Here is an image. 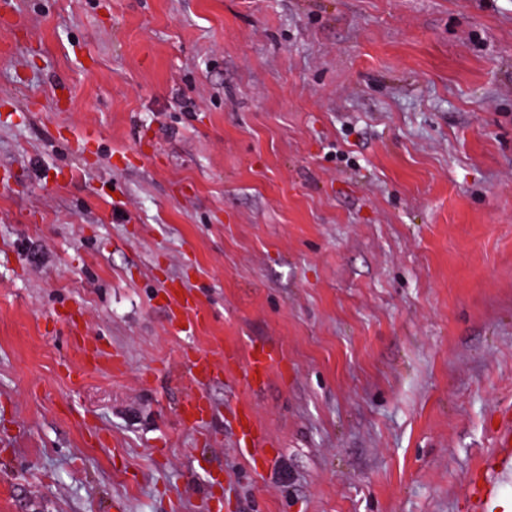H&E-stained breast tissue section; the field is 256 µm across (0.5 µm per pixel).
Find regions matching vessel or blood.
<instances>
[{
	"mask_svg": "<svg viewBox=\"0 0 512 512\" xmlns=\"http://www.w3.org/2000/svg\"><path fill=\"white\" fill-rule=\"evenodd\" d=\"M174 310L171 321L178 328L180 335H194L200 315L197 298L180 287L171 288ZM188 372L190 391L181 404V417L184 423L194 429L204 427L212 415L206 401V388L218 375L223 374L230 360L225 352L190 350L182 355ZM279 362L265 348H255L249 354L243 371L242 382L245 387H252L258 376L267 375ZM230 431L237 443L247 452L255 453L265 447L268 436L259 425L252 412L242 409L236 411L230 425ZM495 467L476 476L469 487L472 512H488L489 503L496 492Z\"/></svg>",
	"mask_w": 512,
	"mask_h": 512,
	"instance_id": "vessel-or-blood-1",
	"label": "vessel or blood"
}]
</instances>
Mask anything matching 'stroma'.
<instances>
[{"label": "stroma", "instance_id": "1", "mask_svg": "<svg viewBox=\"0 0 512 512\" xmlns=\"http://www.w3.org/2000/svg\"><path fill=\"white\" fill-rule=\"evenodd\" d=\"M11 5L0 512H469L512 408V0ZM260 345L186 427L180 351ZM170 294L175 308L171 316L173 329L178 335L194 336L200 315L198 299L181 287L171 288ZM279 366V361L274 355L265 350L264 347L252 348L248 361L243 371L242 382L248 389L252 388L253 383L261 376H266L275 367ZM258 370V373H255ZM229 426L237 443L248 454L255 453L258 448H265L269 443L267 434L261 428L253 413L248 410L236 411Z\"/></svg>", "mask_w": 512, "mask_h": 512}]
</instances>
